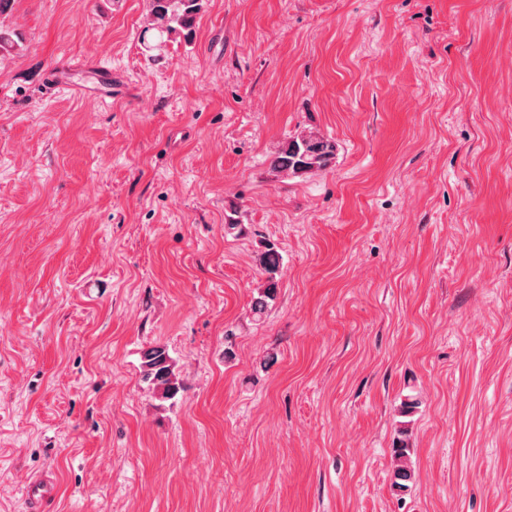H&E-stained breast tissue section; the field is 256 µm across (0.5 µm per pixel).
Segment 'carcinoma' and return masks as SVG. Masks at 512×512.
<instances>
[{"label": "carcinoma", "instance_id": "1", "mask_svg": "<svg viewBox=\"0 0 512 512\" xmlns=\"http://www.w3.org/2000/svg\"><path fill=\"white\" fill-rule=\"evenodd\" d=\"M149 20L146 31L152 33L151 50H160L183 32L191 31L204 7V0H148ZM22 46V34L14 29L0 27V60L17 53ZM336 141L311 130H301L280 144L271 155L270 168L284 178L300 177L323 171L336 162ZM258 263L264 277L259 297L253 305L254 313L262 316L276 300L282 273V255L269 244L259 254ZM142 373L155 397L172 400L182 390L183 382L175 372V362L163 346H154L143 355ZM396 462L395 487L406 488L411 479L408 465V444L400 441L393 448Z\"/></svg>", "mask_w": 512, "mask_h": 512}]
</instances>
